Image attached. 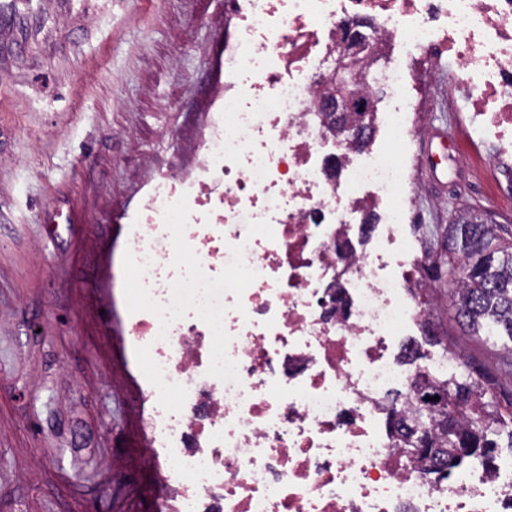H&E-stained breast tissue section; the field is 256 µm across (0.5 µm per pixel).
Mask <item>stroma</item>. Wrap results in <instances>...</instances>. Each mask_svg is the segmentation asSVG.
<instances>
[{
	"instance_id": "1",
	"label": "stroma",
	"mask_w": 512,
	"mask_h": 512,
	"mask_svg": "<svg viewBox=\"0 0 512 512\" xmlns=\"http://www.w3.org/2000/svg\"><path fill=\"white\" fill-rule=\"evenodd\" d=\"M224 0H33L0 22V512H156L122 342V240L152 182L200 149L224 84ZM446 60L426 83L408 234L480 214L512 233ZM466 354L450 297L431 317Z\"/></svg>"
}]
</instances>
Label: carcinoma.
<instances>
[{"label": "carcinoma", "instance_id": "1", "mask_svg": "<svg viewBox=\"0 0 512 512\" xmlns=\"http://www.w3.org/2000/svg\"><path fill=\"white\" fill-rule=\"evenodd\" d=\"M442 236L458 262L446 269L432 262L425 273L447 288L457 319L470 335L492 345L496 353L491 363L462 357L463 373L415 389L411 413L391 415L389 429L401 454L437 482L448 479L466 459L490 469L500 448L512 451V394L502 409L483 401L486 393L502 387V378L512 379V241L480 218L466 215L446 225ZM429 394L444 405H465L453 418L452 429L441 426L427 405Z\"/></svg>", "mask_w": 512, "mask_h": 512}]
</instances>
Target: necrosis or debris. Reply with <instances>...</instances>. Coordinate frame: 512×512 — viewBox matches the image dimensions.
Listing matches in <instances>:
<instances>
[{
  "instance_id": "1",
  "label": "necrosis or debris",
  "mask_w": 512,
  "mask_h": 512,
  "mask_svg": "<svg viewBox=\"0 0 512 512\" xmlns=\"http://www.w3.org/2000/svg\"><path fill=\"white\" fill-rule=\"evenodd\" d=\"M347 23L391 46L374 149L314 106ZM224 24L201 149L127 239L159 512H507L512 459L437 482L388 418L424 371L396 357L425 310L406 232L424 85L443 56L471 64L469 139L512 174V0H224Z\"/></svg>"
}]
</instances>
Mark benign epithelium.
<instances>
[{
    "instance_id": "obj_1",
    "label": "benign epithelium",
    "mask_w": 512,
    "mask_h": 512,
    "mask_svg": "<svg viewBox=\"0 0 512 512\" xmlns=\"http://www.w3.org/2000/svg\"><path fill=\"white\" fill-rule=\"evenodd\" d=\"M345 32L331 92L318 100L317 107L333 113L337 122L349 125L351 136L362 140L370 135L369 125L361 120L351 124L352 116L359 110L373 112L375 105L361 99L356 93V86L366 80L368 63L376 54L377 46L372 42H362L360 31L353 24L346 26Z\"/></svg>"
}]
</instances>
